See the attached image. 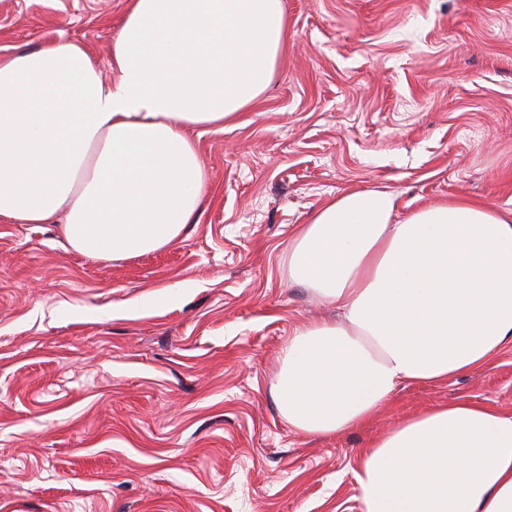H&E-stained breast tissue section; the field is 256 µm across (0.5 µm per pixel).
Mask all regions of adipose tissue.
<instances>
[{"mask_svg": "<svg viewBox=\"0 0 512 512\" xmlns=\"http://www.w3.org/2000/svg\"><path fill=\"white\" fill-rule=\"evenodd\" d=\"M287 30L283 0H130L107 61L65 38L0 55V220L62 222L107 260L167 246L207 183L191 130L223 129L267 89ZM395 210L350 190L297 230L293 279L344 314L284 349L274 395L304 433L366 424L400 384L512 345V211ZM354 477L362 512H512V412L435 406L370 443Z\"/></svg>", "mask_w": 512, "mask_h": 512, "instance_id": "obj_1", "label": "adipose tissue"}]
</instances>
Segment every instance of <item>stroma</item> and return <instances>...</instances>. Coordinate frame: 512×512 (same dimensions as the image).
<instances>
[{
    "mask_svg": "<svg viewBox=\"0 0 512 512\" xmlns=\"http://www.w3.org/2000/svg\"><path fill=\"white\" fill-rule=\"evenodd\" d=\"M128 7L0 0V55L64 37L107 58ZM284 7L267 91L193 134L208 188L171 244L112 261L0 223V512H361L370 442L448 401L512 412V346L332 435L280 412L289 338L340 319L289 277L297 225L352 189L400 219L512 210V0Z\"/></svg>",
    "mask_w": 512,
    "mask_h": 512,
    "instance_id": "obj_1",
    "label": "stroma"
}]
</instances>
